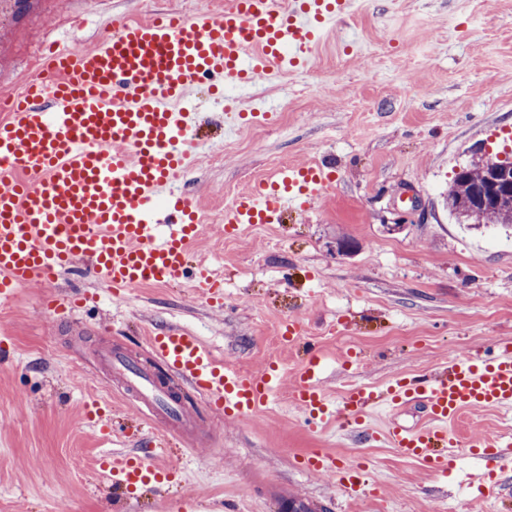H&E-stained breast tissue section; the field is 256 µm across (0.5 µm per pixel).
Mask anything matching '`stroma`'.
Here are the masks:
<instances>
[{"instance_id": "35a3bbf8", "label": "stroma", "mask_w": 512, "mask_h": 512, "mask_svg": "<svg viewBox=\"0 0 512 512\" xmlns=\"http://www.w3.org/2000/svg\"><path fill=\"white\" fill-rule=\"evenodd\" d=\"M213 0H34L10 18L0 54V91L19 89L25 65L64 16H80L83 43L99 15L192 16ZM275 110L251 125V98ZM239 129L225 135L223 107L197 105L207 137L178 188L207 217L196 260L224 279V300L195 289L145 285L124 298L70 272L32 283L0 303V512H113L112 491L97 475L102 454L134 452L174 461L169 485L140 492L125 512H177L182 496L221 512H273L287 490L327 499L326 512H512V494L476 499L484 459L460 455L448 475L392 447L347 436L339 424L304 423L291 388L303 351L281 341L282 323L302 320L320 349V387L341 402L353 385L375 390L397 376L429 375L449 357L512 343V235L469 229L448 216L443 197L474 152L512 161V0H356L353 14L321 41L311 67L224 93ZM223 147L222 158L211 155ZM330 162L336 178L312 209L283 224L224 231V211L262 177L288 164ZM352 242L340 255L336 242ZM61 305L47 310L44 294ZM83 307L70 308L73 296ZM193 330L217 359L256 371L280 369L272 401L244 418L220 419L194 390L212 443L154 442L143 417L98 365L93 349L120 345L150 358L156 328ZM105 401L121 430L103 440L83 416ZM463 436L512 429V410L463 413ZM320 451L369 463L366 496H344L332 475L297 461Z\"/></svg>"}]
</instances>
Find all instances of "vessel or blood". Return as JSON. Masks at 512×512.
Returning a JSON list of instances; mask_svg holds the SVG:
<instances>
[{
  "label": "vessel or blood",
  "mask_w": 512,
  "mask_h": 512,
  "mask_svg": "<svg viewBox=\"0 0 512 512\" xmlns=\"http://www.w3.org/2000/svg\"><path fill=\"white\" fill-rule=\"evenodd\" d=\"M352 6L353 0H224L219 14L113 18L90 46L42 43L24 91L0 96V301L14 298L23 285L47 284L81 268L117 296L144 285L191 282L209 301H222V279L189 257L200 217L193 199L176 190L198 144L192 112L197 91L209 77L244 85L258 75L308 68L324 33ZM334 179L326 162L281 167L241 195L224 224L283 223L288 214L306 211ZM150 349V365L117 345L99 347L95 358L170 435H194L200 427L182 386L228 419L273 397L274 373L224 367L182 325L160 328ZM320 362L317 350L306 351L293 399L323 427L337 412L315 381ZM399 403L422 406V421L409 427L390 416L367 424L365 437L447 471L460 446L450 426L460 415L512 409V347L492 357L452 356L436 374L398 379L384 393L353 386L340 413L359 421ZM469 446L490 463L478 479L479 496L499 497L512 475V436L492 434ZM304 462L309 470L335 475L345 495L358 497L364 464L339 463L319 452ZM100 475L120 500L169 472L121 455L105 459Z\"/></svg>",
  "instance_id": "b4317fda"
}]
</instances>
